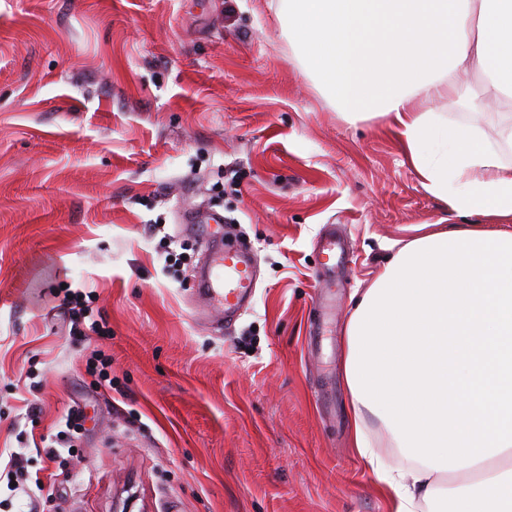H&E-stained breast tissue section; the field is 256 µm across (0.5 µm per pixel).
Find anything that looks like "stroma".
Wrapping results in <instances>:
<instances>
[{
  "mask_svg": "<svg viewBox=\"0 0 512 512\" xmlns=\"http://www.w3.org/2000/svg\"><path fill=\"white\" fill-rule=\"evenodd\" d=\"M277 4L0 0V451L39 471L42 437L85 416L39 512H390L352 446L345 330L393 244L448 210L388 117L349 123L303 72ZM214 212L256 261L230 323L194 287ZM69 289L109 322L115 391L69 337Z\"/></svg>",
  "mask_w": 512,
  "mask_h": 512,
  "instance_id": "obj_1",
  "label": "stroma"
}]
</instances>
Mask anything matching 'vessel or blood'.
<instances>
[{
  "instance_id": "1",
  "label": "vessel or blood",
  "mask_w": 512,
  "mask_h": 512,
  "mask_svg": "<svg viewBox=\"0 0 512 512\" xmlns=\"http://www.w3.org/2000/svg\"><path fill=\"white\" fill-rule=\"evenodd\" d=\"M201 286L213 306L225 316H233L251 302L255 293L251 259L236 243H226L210 254Z\"/></svg>"
}]
</instances>
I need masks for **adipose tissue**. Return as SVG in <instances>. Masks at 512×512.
<instances>
[{"label":"adipose tissue","mask_w":512,"mask_h":512,"mask_svg":"<svg viewBox=\"0 0 512 512\" xmlns=\"http://www.w3.org/2000/svg\"><path fill=\"white\" fill-rule=\"evenodd\" d=\"M306 73L345 118L391 116L449 223L420 224L355 300L353 444L392 512H512V120L496 140L432 103L477 71L512 106V0H281ZM486 216L483 224L468 223ZM377 423L404 467L385 466Z\"/></svg>","instance_id":"adipose-tissue-1"}]
</instances>
